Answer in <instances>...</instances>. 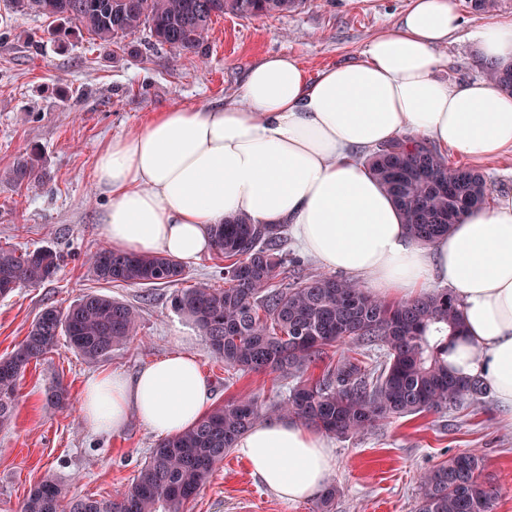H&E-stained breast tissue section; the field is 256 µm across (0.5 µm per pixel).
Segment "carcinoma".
<instances>
[{
	"label": "carcinoma",
	"instance_id": "carcinoma-1",
	"mask_svg": "<svg viewBox=\"0 0 512 512\" xmlns=\"http://www.w3.org/2000/svg\"><path fill=\"white\" fill-rule=\"evenodd\" d=\"M21 14L48 21L59 44L87 34L112 47V59L139 56L156 45L177 59L200 52L213 17L272 16L297 9L301 0H11ZM149 32L144 48L127 41ZM483 77L512 92V63H484ZM394 198L408 234L429 244L465 214L487 206L485 174L449 163L422 141L412 149L397 139L366 159ZM0 178L15 185L40 178L31 154ZM282 227L259 226L245 215L214 229V249L224 258V287L209 283L180 288L184 269L175 259L130 255L109 248L88 262L98 280L141 288L173 287L171 304L207 340L224 369L286 374L296 383L288 397L264 409L253 393L209 410L182 433L150 452L130 485L113 499L67 497L52 476L35 485L20 512H182L208 483L235 442L264 417H292L337 437L367 432L381 421L438 411L464 400L479 403L488 385L448 369V336L463 329L460 304L444 288L407 302H389L346 277L319 274L276 283L285 273ZM60 257L50 248L20 251L0 245V296L21 285L52 281ZM140 314L131 303L87 293L67 310L45 308L14 350L0 357V426L11 423L17 388L32 362L65 337L67 346L96 361L138 335ZM350 342L322 377H305L330 349ZM483 457L475 452L448 459L419 477L418 512H495L498 491L481 480Z\"/></svg>",
	"mask_w": 512,
	"mask_h": 512
}]
</instances>
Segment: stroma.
Segmentation results:
<instances>
[{
	"label": "stroma",
	"instance_id": "1",
	"mask_svg": "<svg viewBox=\"0 0 512 512\" xmlns=\"http://www.w3.org/2000/svg\"><path fill=\"white\" fill-rule=\"evenodd\" d=\"M460 29L438 52L447 58L441 80L480 77L468 34L496 19L512 21V0L493 13L472 12L454 0ZM411 0H302L293 12L262 19L215 18L204 56L172 60L154 47L116 63L112 50L80 38L65 47L46 41V21L20 15L0 0V171L32 150L42 154L43 177L31 185L0 180V244L49 247L62 256L55 280L22 286L0 298V356L26 336L43 309H66L95 291L126 301L140 313L137 340L88 361L58 344L31 363L20 383L12 424L0 428V512H17L45 476L69 496L108 498L125 489L160 438L139 422L114 435L83 422L80 395L100 370L134 374L175 351L195 357L210 382L213 405L254 393L269 405L285 398L292 378L265 372L230 375L203 336L171 306L167 288L93 281L86 262L106 241L101 217L107 197L95 185L96 156L112 137L140 128L150 114L175 105L209 106L234 94L263 56L288 53L309 75L352 61L377 33L393 25ZM66 388L67 407L47 399ZM338 494L333 512H416L420 473L464 452L484 459L482 479L499 490L495 512H512V417L487 397L380 423L358 437H330ZM317 499L287 503L266 488L236 453H228L209 483L183 512H318Z\"/></svg>",
	"mask_w": 512,
	"mask_h": 512
}]
</instances>
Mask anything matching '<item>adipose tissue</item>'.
<instances>
[{
    "instance_id": "ef3b65f1",
    "label": "adipose tissue",
    "mask_w": 512,
    "mask_h": 512,
    "mask_svg": "<svg viewBox=\"0 0 512 512\" xmlns=\"http://www.w3.org/2000/svg\"><path fill=\"white\" fill-rule=\"evenodd\" d=\"M460 28L452 0H412L358 59L309 77L288 54L252 65L235 99L173 106L96 158L110 204L102 232L112 250L192 264L213 229L244 213L290 228L323 269L379 297L412 300L440 283L461 304L464 330L448 340V368L481 376L512 410V196L473 211L433 243L411 238L362 152L402 136L439 151L491 159L512 150V94L483 78L439 80L436 49ZM487 61H512V22L470 34ZM212 400L195 358L173 352L128 376L91 375L81 395L94 432L138 419L159 436L197 422ZM262 483L286 502L317 496L335 458L326 437L291 418H267L236 443Z\"/></svg>"
}]
</instances>
